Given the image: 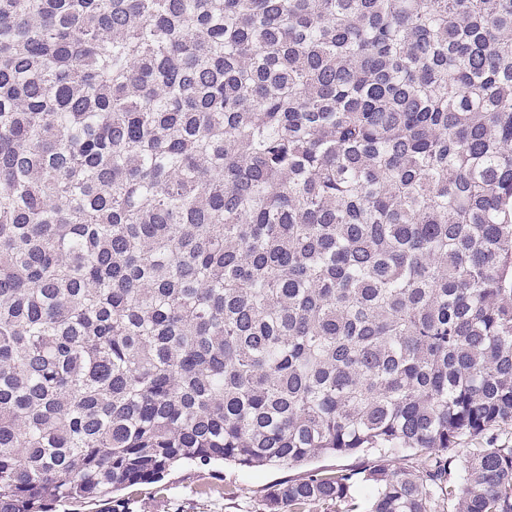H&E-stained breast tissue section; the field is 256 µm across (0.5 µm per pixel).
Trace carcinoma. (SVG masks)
Masks as SVG:
<instances>
[{
	"label": "carcinoma",
	"mask_w": 512,
	"mask_h": 512,
	"mask_svg": "<svg viewBox=\"0 0 512 512\" xmlns=\"http://www.w3.org/2000/svg\"><path fill=\"white\" fill-rule=\"evenodd\" d=\"M507 423L512 0H0V512H512ZM374 455L322 457L307 467L240 468L232 464L180 466L161 484L137 487L128 501L132 512H261L265 490L302 475L307 469L336 470L366 465ZM205 488L212 492L200 493Z\"/></svg>",
	"instance_id": "cac0c4a2"
}]
</instances>
